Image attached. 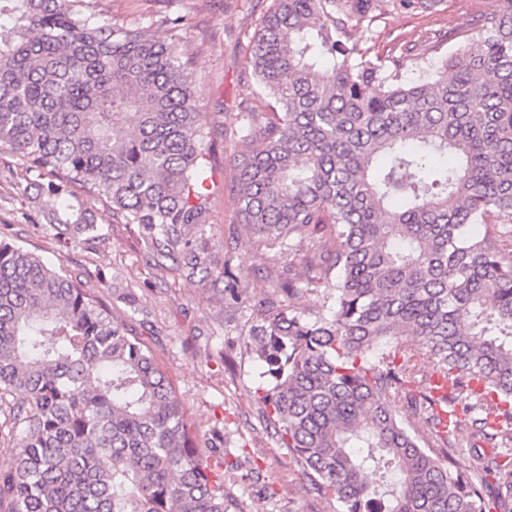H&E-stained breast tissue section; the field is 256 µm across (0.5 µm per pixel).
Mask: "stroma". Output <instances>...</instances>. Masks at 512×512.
I'll use <instances>...</instances> for the list:
<instances>
[{"instance_id": "stroma-1", "label": "stroma", "mask_w": 512, "mask_h": 512, "mask_svg": "<svg viewBox=\"0 0 512 512\" xmlns=\"http://www.w3.org/2000/svg\"><path fill=\"white\" fill-rule=\"evenodd\" d=\"M102 17L128 28L146 27L158 40L176 43L196 81V108L216 140L209 224L193 235L206 248L213 271L231 266L242 298L224 299L223 283L186 279L171 261L141 240L137 226L123 224L98 199L89 205L100 237L62 244L45 224L26 212L35 199L23 197L19 181L25 161L0 154V235L29 242L46 260L78 274L149 343L158 362L183 394L200 426L199 442L219 440L236 468L224 488L238 512H338L336 500L316 493L290 449L268 425L255 389L260 363L249 333L260 306L288 271L304 275L302 256L279 257L263 250L243 224L235 191L234 157L245 134L246 115L263 100L247 63L250 40L275 0H97ZM502 0H439L429 9L386 8L352 39L368 59L404 55L405 80L433 77L441 59L479 37L473 20L498 12ZM136 302L127 305L126 290Z\"/></svg>"}]
</instances>
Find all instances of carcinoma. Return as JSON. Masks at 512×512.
<instances>
[{
  "label": "carcinoma",
  "mask_w": 512,
  "mask_h": 512,
  "mask_svg": "<svg viewBox=\"0 0 512 512\" xmlns=\"http://www.w3.org/2000/svg\"><path fill=\"white\" fill-rule=\"evenodd\" d=\"M435 77L365 59L354 23L434 0H276L249 66L268 98L237 154L260 245L310 244L251 335L259 401L318 494L344 512H512V0ZM177 45L94 0H0V151L60 240L87 202L191 278L210 220L211 130ZM325 288L320 304L293 298ZM451 387L435 398L429 377ZM405 393L436 447L390 405ZM13 466L0 512H237L236 465L198 428L143 337L91 289L0 239V407ZM483 442L498 455L451 469ZM353 448L362 452L354 454Z\"/></svg>",
  "instance_id": "cac0c4a2"
}]
</instances>
